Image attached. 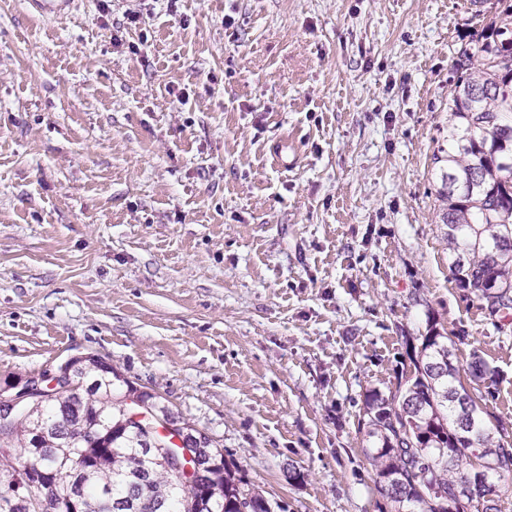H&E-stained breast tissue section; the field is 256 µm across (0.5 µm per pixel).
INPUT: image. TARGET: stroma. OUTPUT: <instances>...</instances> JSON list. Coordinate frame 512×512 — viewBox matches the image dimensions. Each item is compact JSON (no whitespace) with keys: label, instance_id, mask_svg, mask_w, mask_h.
I'll list each match as a JSON object with an SVG mask.
<instances>
[{"label":"stroma","instance_id":"obj_1","mask_svg":"<svg viewBox=\"0 0 512 512\" xmlns=\"http://www.w3.org/2000/svg\"><path fill=\"white\" fill-rule=\"evenodd\" d=\"M492 3L0 0V381L98 355L274 512H384L364 401L429 326L512 432V317L458 287L433 164ZM28 3L45 19H56L68 14L74 0H29Z\"/></svg>","mask_w":512,"mask_h":512}]
</instances>
